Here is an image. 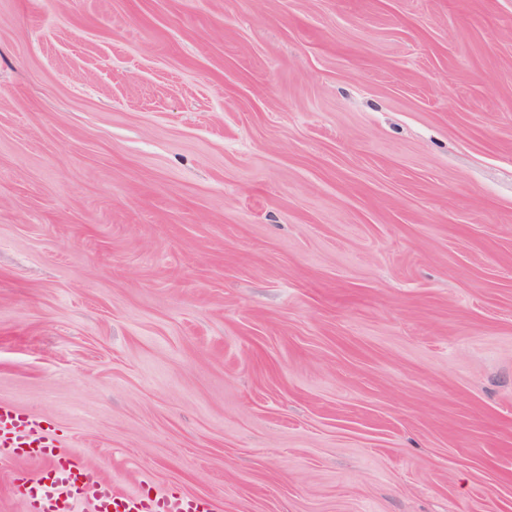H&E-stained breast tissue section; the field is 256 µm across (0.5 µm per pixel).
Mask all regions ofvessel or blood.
<instances>
[{
    "mask_svg": "<svg viewBox=\"0 0 512 512\" xmlns=\"http://www.w3.org/2000/svg\"><path fill=\"white\" fill-rule=\"evenodd\" d=\"M15 461L13 484L29 512H75L85 498L80 461L65 452L57 437L40 432L34 418L10 407H0V459ZM96 512H214L205 498L176 489H145L122 495L110 479L95 482Z\"/></svg>",
    "mask_w": 512,
    "mask_h": 512,
    "instance_id": "obj_1",
    "label": "vessel or blood"
}]
</instances>
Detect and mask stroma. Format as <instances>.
<instances>
[{"mask_svg":"<svg viewBox=\"0 0 512 512\" xmlns=\"http://www.w3.org/2000/svg\"><path fill=\"white\" fill-rule=\"evenodd\" d=\"M0 405L217 512H512V0H0Z\"/></svg>","mask_w":512,"mask_h":512,"instance_id":"obj_1","label":"stroma"}]
</instances>
